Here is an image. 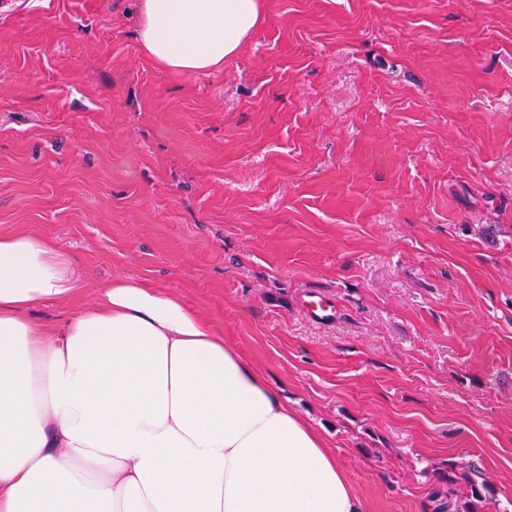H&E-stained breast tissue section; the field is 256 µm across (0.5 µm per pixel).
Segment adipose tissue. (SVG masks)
I'll return each instance as SVG.
<instances>
[{
    "label": "adipose tissue",
    "mask_w": 512,
    "mask_h": 512,
    "mask_svg": "<svg viewBox=\"0 0 512 512\" xmlns=\"http://www.w3.org/2000/svg\"><path fill=\"white\" fill-rule=\"evenodd\" d=\"M260 0H141L144 54L222 66ZM74 291L52 240L0 235V512H364L335 453L176 294L116 279L48 327Z\"/></svg>",
    "instance_id": "adipose-tissue-1"
}]
</instances>
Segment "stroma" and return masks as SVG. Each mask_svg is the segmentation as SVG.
Wrapping results in <instances>:
<instances>
[{
	"label": "stroma",
	"instance_id": "stroma-1",
	"mask_svg": "<svg viewBox=\"0 0 512 512\" xmlns=\"http://www.w3.org/2000/svg\"><path fill=\"white\" fill-rule=\"evenodd\" d=\"M263 8L190 74L143 54L138 0H0V234L53 240L77 286L32 315L176 293L365 512H446L452 463L512 512V0ZM307 310L310 315L322 322H330L336 318V303L322 295H310Z\"/></svg>",
	"mask_w": 512,
	"mask_h": 512
}]
</instances>
